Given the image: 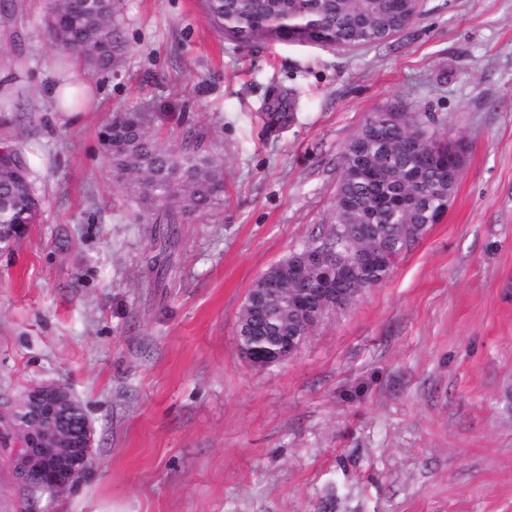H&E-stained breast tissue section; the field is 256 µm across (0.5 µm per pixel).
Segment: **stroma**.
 I'll list each match as a JSON object with an SVG mask.
<instances>
[{
    "label": "stroma",
    "mask_w": 512,
    "mask_h": 512,
    "mask_svg": "<svg viewBox=\"0 0 512 512\" xmlns=\"http://www.w3.org/2000/svg\"><path fill=\"white\" fill-rule=\"evenodd\" d=\"M16 3L0 92L28 91L43 206L0 249V402L66 385L95 453L50 494L0 449V512H512V0H422L353 50L241 45L201 0H121L128 51L79 72L97 96L75 118L44 94L46 0ZM394 105L466 145L445 217L296 355L252 366L236 337L250 288L328 224L339 151ZM132 107L224 158L223 207L170 242L100 141Z\"/></svg>",
    "instance_id": "35a3bbf8"
}]
</instances>
